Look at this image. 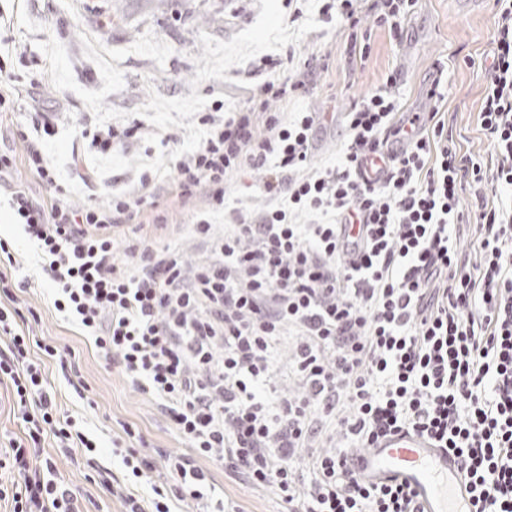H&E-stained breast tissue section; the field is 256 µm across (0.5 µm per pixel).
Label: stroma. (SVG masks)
<instances>
[{
	"mask_svg": "<svg viewBox=\"0 0 512 512\" xmlns=\"http://www.w3.org/2000/svg\"><path fill=\"white\" fill-rule=\"evenodd\" d=\"M289 0H0V71L23 76L33 87L29 96L0 113V147L23 158L22 142L14 140L16 125L25 123L30 101L57 116V133L49 146L63 179H70L69 161L79 147L81 128L131 127L124 153L110 159L87 154L100 179L86 188L75 182V205L106 204L112 189L136 186L148 160L173 173L180 156L193 149L199 118L214 101L231 109L243 103L255 86L268 80L266 55L321 57L326 67L317 87L306 96L275 100L271 111L288 119L292 112L341 113L359 96L382 86L398 72L405 111L425 112L426 92L434 79L447 87L439 109L458 151L493 168L496 155L483 134L478 112L487 74L483 61L491 52L495 32L494 0H418L403 22L401 40L387 29L362 21L370 35V53L350 64L347 33L339 23L320 21L313 0H303L301 18H294ZM263 171L233 172L224 184V208L212 211L207 197L184 206L168 197V221L177 233L157 231L160 244L170 246L195 265L210 254L188 233L198 214L209 213L216 233L225 225L249 221L274 206L262 191ZM0 237L7 239L28 288L18 292L20 308L33 309L31 334L74 355L83 393L62 377L57 361L46 372L56 392L61 415L83 418L98 445L93 463L57 457L52 439L43 452L57 458L61 476L91 501L90 512H121L119 498L101 484L99 469L124 474L111 453L113 441L125 440V428L139 433L145 447L172 454L189 453L188 443L170 426L154 399L137 390L104 360L54 310L47 276L36 262L33 246L12 224L7 202H0ZM213 477L212 500L226 512H288V505L270 488L225 472L214 460L202 461Z\"/></svg>",
	"mask_w": 512,
	"mask_h": 512,
	"instance_id": "1",
	"label": "stroma"
}]
</instances>
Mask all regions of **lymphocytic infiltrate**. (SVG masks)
<instances>
[{
    "mask_svg": "<svg viewBox=\"0 0 512 512\" xmlns=\"http://www.w3.org/2000/svg\"><path fill=\"white\" fill-rule=\"evenodd\" d=\"M325 22L348 27L349 55L366 58L361 16L397 33L415 0H318ZM497 25L480 125L497 156L493 170L458 156L437 112L402 109L396 74L354 101L342 119L339 164L309 171L324 113L282 123L270 101L309 89L312 60L251 89L241 106L202 117L198 145L172 180L143 175L141 187L107 205L78 207L50 160L54 135L39 105L15 136L30 174L50 190L34 200L14 178L13 154L0 150V193L33 244L53 306L104 360L159 404L192 456L114 442L125 482L103 485L125 512H175L204 501L213 483L202 458L272 488L288 512H425L398 479L362 480L354 456L405 432L454 455L471 512H512V197L469 211L463 179L512 193V0H495ZM387 163L384 180L365 177L368 160ZM265 170L264 192L278 208L216 235L197 216L191 235L213 260L187 265L159 246L145 222L166 229L161 197L182 205L206 195L224 207V180L242 165ZM309 211V224L294 221ZM477 235L478 258L457 249L455 227ZM130 269H122L118 256ZM0 383L10 384L23 435L0 453V502L8 512H85L76 490L42 457L45 435L63 453H93L74 417H58L43 361L55 346L26 334L11 290L0 293ZM296 332V395L259 394L285 327ZM341 445L316 451L325 429ZM309 450L310 479L294 459ZM168 477L151 478L157 465ZM149 482V494L138 484Z\"/></svg>",
    "mask_w": 512,
    "mask_h": 512,
    "instance_id": "f902f5d3",
    "label": "lymphocytic infiltrate"
}]
</instances>
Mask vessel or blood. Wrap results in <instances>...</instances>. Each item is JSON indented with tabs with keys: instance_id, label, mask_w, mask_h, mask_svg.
I'll use <instances>...</instances> for the list:
<instances>
[{
	"instance_id": "obj_1",
	"label": "vessel or blood",
	"mask_w": 512,
	"mask_h": 512,
	"mask_svg": "<svg viewBox=\"0 0 512 512\" xmlns=\"http://www.w3.org/2000/svg\"><path fill=\"white\" fill-rule=\"evenodd\" d=\"M354 467L379 482L401 477L417 494L426 512H469L461 478L447 452L430 447L417 436L399 434L359 453Z\"/></svg>"
}]
</instances>
